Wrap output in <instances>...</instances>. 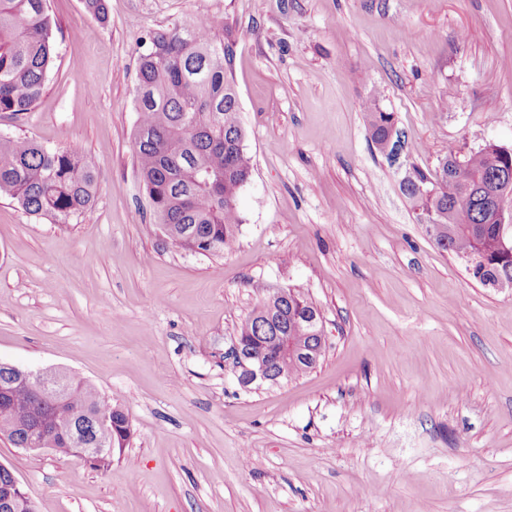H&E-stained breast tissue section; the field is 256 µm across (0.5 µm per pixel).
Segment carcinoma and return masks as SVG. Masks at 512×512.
<instances>
[{
	"mask_svg": "<svg viewBox=\"0 0 512 512\" xmlns=\"http://www.w3.org/2000/svg\"><path fill=\"white\" fill-rule=\"evenodd\" d=\"M139 58L132 142L138 173L156 223L175 245L221 254L233 249L242 218L238 197L252 175L239 119L236 92L226 77L228 50L213 27L195 21L146 34ZM56 49L47 0H0V113L23 115L43 94ZM365 121L379 151L396 128L394 113L366 103ZM99 177L77 147L48 148L33 140L0 136V194L12 197L30 215L67 219L91 209ZM512 185V149L495 143L460 158L448 154L432 173L413 169L401 187L417 215L434 213L443 227L435 245L468 263L472 278L495 286L512 278V238L502 234L496 197ZM317 307L294 290L288 299L266 296L241 323L242 350L269 358L286 379L314 366L281 354L277 337L294 318ZM0 433L18 448L38 415L59 418L81 439L107 441L122 450L131 423L124 408L101 396L87 380L69 375L68 395L59 407L25 384L0 390ZM111 416L110 428L96 419ZM59 457L74 455L67 433L50 436Z\"/></svg>",
	"mask_w": 512,
	"mask_h": 512,
	"instance_id": "carcinoma-1",
	"label": "carcinoma"
}]
</instances>
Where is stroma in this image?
Here are the masks:
<instances>
[{
    "mask_svg": "<svg viewBox=\"0 0 512 512\" xmlns=\"http://www.w3.org/2000/svg\"><path fill=\"white\" fill-rule=\"evenodd\" d=\"M58 57L0 135L79 147L90 216L0 194V360L123 405L108 472L0 436L38 512H512V288L474 280L400 184L512 147V0H49ZM196 20L225 65L252 178L230 252L172 244L132 151L147 31ZM376 100L402 133L372 145ZM323 315L310 372L243 390L232 349L267 293Z\"/></svg>",
    "mask_w": 512,
    "mask_h": 512,
    "instance_id": "1",
    "label": "stroma"
}]
</instances>
